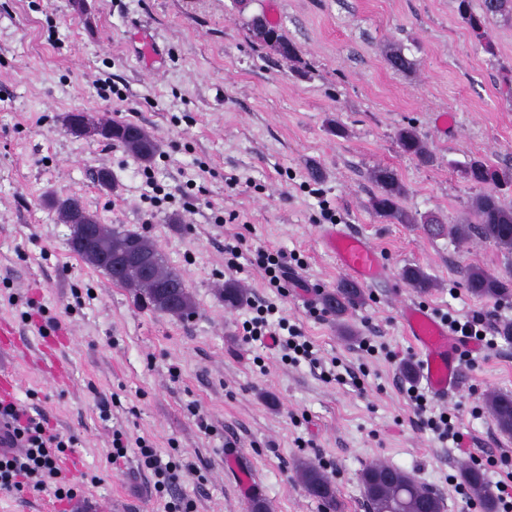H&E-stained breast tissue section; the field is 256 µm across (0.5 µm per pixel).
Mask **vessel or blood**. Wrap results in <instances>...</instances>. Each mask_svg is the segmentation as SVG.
<instances>
[{
	"mask_svg": "<svg viewBox=\"0 0 512 512\" xmlns=\"http://www.w3.org/2000/svg\"><path fill=\"white\" fill-rule=\"evenodd\" d=\"M324 237L340 267L353 279L369 284L383 280V258L364 238L339 226L329 228ZM402 320L416 348L421 381L434 395L447 396L459 384L462 361L473 342L451 334L447 324L424 305L405 306Z\"/></svg>",
	"mask_w": 512,
	"mask_h": 512,
	"instance_id": "1",
	"label": "vessel or blood"
}]
</instances>
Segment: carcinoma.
Wrapping results in <instances>:
<instances>
[{"mask_svg":"<svg viewBox=\"0 0 512 512\" xmlns=\"http://www.w3.org/2000/svg\"><path fill=\"white\" fill-rule=\"evenodd\" d=\"M457 13L480 43L490 45L487 37V20L495 15L512 16V0H481L480 11L472 7V0H456ZM262 29L268 40L279 47L278 54L292 62L300 61V49L285 37L280 29L263 17L252 21V31ZM390 68L407 72L415 67V61L408 58L402 49L393 48L386 54ZM118 131L112 141L120 144L137 161L144 165L153 162L160 152L159 142L143 127L132 123H117ZM396 142L401 151L424 164L431 162V155L425 142L412 125L396 132ZM465 178L482 189L469 204V215L458 224L447 225L439 216L429 217L406 210L401 199L406 194L405 185L398 174L387 167H378L370 172L371 180L378 187V193L370 198V206L380 217L398 224H420L431 238L451 237L464 241L477 237L494 244L512 261V204L505 203L494 191L485 187L498 188L512 185V173L500 170L480 159L470 160L463 169ZM51 205L57 219L70 227V244L81 251V257L92 266L112 275L110 267L100 262L98 255L122 252L134 247L153 260V279L147 280L140 268L128 266L116 280V284L127 289L139 301L148 303L155 311L173 317L187 316L195 304L186 285L184 276L169 267L155 242L140 233L132 232L120 225L100 224L99 235L91 249L79 246L80 229L83 224H99L98 217L87 210L79 198L54 197ZM402 278L416 293L425 295L435 287L431 276L420 267L409 266L402 272ZM465 286L468 292L480 299L495 302L512 300V274L492 273L479 265L464 269ZM169 284L175 287V300L159 293L157 285ZM217 297L224 307L236 309L250 302L248 289L238 283L228 282L217 289ZM364 300L361 288L352 283H342L337 288L323 293L324 309L336 321H342L353 306ZM485 402L498 429L512 435V396L492 392L485 396ZM297 472L305 491L316 498L328 512H341L342 503L336 488L328 475L315 463L301 461ZM461 478L473 497L482 505L484 512H496L491 488L481 469L467 466L461 471ZM368 512H444L442 497L420 486L409 473L386 463H372L360 474Z\"/></svg>","mask_w":512,"mask_h":512,"instance_id":"obj_1","label":"carcinoma"}]
</instances>
